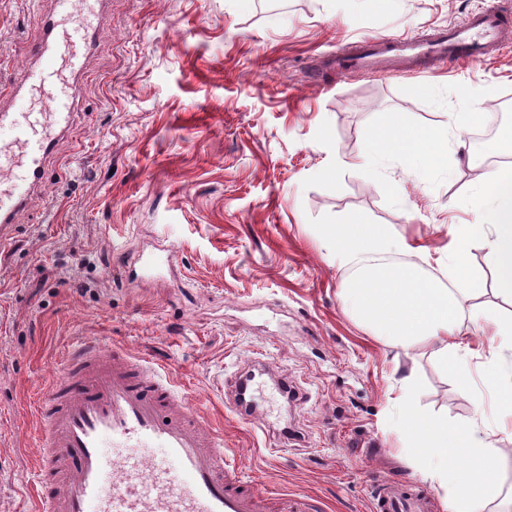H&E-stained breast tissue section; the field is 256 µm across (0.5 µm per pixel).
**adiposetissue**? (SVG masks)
Listing matches in <instances>:
<instances>
[{
  "mask_svg": "<svg viewBox=\"0 0 512 512\" xmlns=\"http://www.w3.org/2000/svg\"><path fill=\"white\" fill-rule=\"evenodd\" d=\"M447 156V137L406 127L396 115L375 135L365 162L377 169L387 159L437 167L446 164ZM483 180L491 188L490 222L479 235L471 229L454 232L453 260L462 262L472 245L481 243L494 269L497 294L512 301V172L496 168L484 173ZM331 237L337 257L354 270L341 287L351 314L394 345L408 348L424 339L432 341L433 356L441 369L451 370L462 393H469L471 376L458 355L460 339L471 334L485 338L493 363L489 385L496 394L494 408L477 400L469 419L451 422L425 414L412 399L403 403L413 445L454 512H483L495 494L488 469L503 456L486 420L493 414L512 421V364L502 363L504 355H512V315L481 307L464 310L463 300L477 294L472 287L477 273H466L447 287L416 267L383 263V255L406 246L387 225L355 216L337 225Z\"/></svg>",
  "mask_w": 512,
  "mask_h": 512,
  "instance_id": "ef3b65f1",
  "label": "adipose tissue"
}]
</instances>
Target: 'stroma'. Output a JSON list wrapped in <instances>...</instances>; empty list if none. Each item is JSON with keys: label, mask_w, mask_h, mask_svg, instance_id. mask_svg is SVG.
<instances>
[{"label": "stroma", "mask_w": 512, "mask_h": 512, "mask_svg": "<svg viewBox=\"0 0 512 512\" xmlns=\"http://www.w3.org/2000/svg\"><path fill=\"white\" fill-rule=\"evenodd\" d=\"M512 0H112L76 108L42 187L0 243V512L32 495L41 427L33 407L64 352L86 338L166 366L218 430L242 478L309 498L315 512H370L377 479L400 476L452 512L410 446L403 400L468 419L491 402L472 357L471 394L429 341L388 344L345 308L352 273L327 228L353 214L408 249L393 261L442 277L452 231L488 219L472 144L424 172L360 160L391 115L448 130L512 97V48L427 75H337L369 36H422ZM51 0H0V85L26 62ZM176 253L151 283L124 277L141 251ZM263 375L258 429L228 408ZM287 382L282 398L274 386Z\"/></svg>", "instance_id": "35a3bbf8"}]
</instances>
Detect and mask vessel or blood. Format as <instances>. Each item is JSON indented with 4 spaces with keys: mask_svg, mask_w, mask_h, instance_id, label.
<instances>
[{
    "mask_svg": "<svg viewBox=\"0 0 512 512\" xmlns=\"http://www.w3.org/2000/svg\"><path fill=\"white\" fill-rule=\"evenodd\" d=\"M108 0H53L28 64L0 105V226L10 227L44 177L57 138L76 122L71 89L112 22ZM512 46V16L483 9L426 37L363 39L336 58L339 73H387L399 61L482 63ZM49 89V109L28 105L32 88ZM44 453L36 466L45 512H306L299 500L259 484L242 486L224 468L221 440L202 429L194 404L178 400L156 366L93 340L72 348L61 376L39 400ZM372 512H428L427 496L389 478L375 487Z\"/></svg>",
    "mask_w": 512,
    "mask_h": 512,
    "instance_id": "vessel-or-blood-1",
    "label": "vessel or blood"
}]
</instances>
